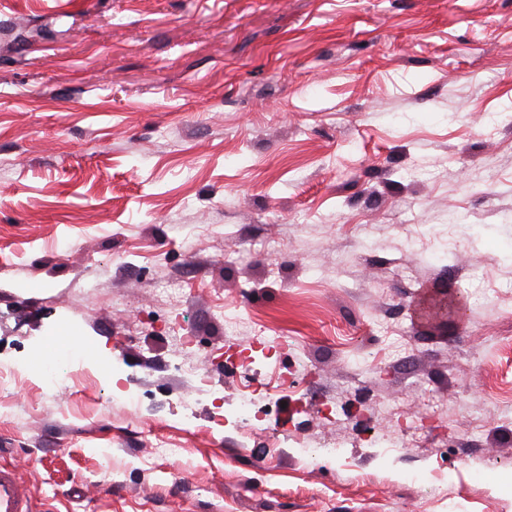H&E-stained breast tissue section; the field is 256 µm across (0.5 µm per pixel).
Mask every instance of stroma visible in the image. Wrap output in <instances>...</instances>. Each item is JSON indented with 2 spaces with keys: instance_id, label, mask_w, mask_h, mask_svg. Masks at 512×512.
I'll return each instance as SVG.
<instances>
[{
  "instance_id": "obj_1",
  "label": "stroma",
  "mask_w": 512,
  "mask_h": 512,
  "mask_svg": "<svg viewBox=\"0 0 512 512\" xmlns=\"http://www.w3.org/2000/svg\"><path fill=\"white\" fill-rule=\"evenodd\" d=\"M260 329L308 392L180 431ZM0 367L36 512H512V0H0ZM185 374L193 377L195 380V385L190 391L189 396L182 403V416L180 419V424L184 427V429H192L194 427V407L196 397L198 395H203L205 397H210L209 390L206 388V380L201 371V368L198 366H193L190 364H184L179 367Z\"/></svg>"
}]
</instances>
